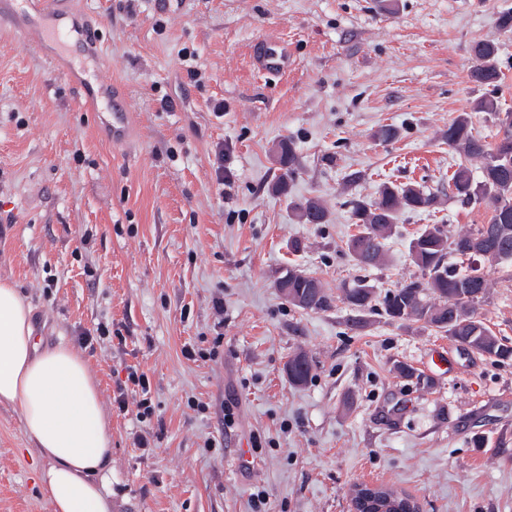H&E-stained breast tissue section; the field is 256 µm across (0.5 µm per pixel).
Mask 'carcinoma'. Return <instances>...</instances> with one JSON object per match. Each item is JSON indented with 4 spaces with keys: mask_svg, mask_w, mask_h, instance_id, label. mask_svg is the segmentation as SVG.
I'll list each match as a JSON object with an SVG mask.
<instances>
[{
    "mask_svg": "<svg viewBox=\"0 0 512 512\" xmlns=\"http://www.w3.org/2000/svg\"><path fill=\"white\" fill-rule=\"evenodd\" d=\"M475 64L470 80L487 90L485 97L473 106L475 112L495 116L501 137L493 144L474 135L472 117L460 113L443 133L448 149L465 159L482 160L481 178L475 179L472 171L459 164L448 187L466 204L485 206L490 212L489 223L481 225L474 233L448 236L443 224H427L412 239L410 257L419 268L422 279L413 280L385 292L379 298L373 289L357 279L343 289V300L359 313L379 309L392 322L422 321L427 326L455 339L459 345L472 339L478 352L496 359L512 358V347L499 342L478 316L480 303L489 290L487 274L480 266L460 269L448 262V254L474 257L494 263H512V111H501L494 97L502 81L499 47L493 42L479 41L472 46ZM277 163L283 174L274 190L288 193V179L295 173L296 155L292 143H281L277 150ZM439 195L425 191L411 183H385L372 199L351 201L354 224L359 227L347 248L359 267L375 266L385 257V240L390 236L399 216L405 212H420L437 208ZM290 208L302 224H326L329 213L315 197L290 202ZM288 280V287L306 297L302 310L323 311L331 306L325 293L312 291L317 278L306 272L288 268L279 280ZM432 300H427V297ZM310 373L306 354L288 361V378L294 384H303Z\"/></svg>",
    "mask_w": 512,
    "mask_h": 512,
    "instance_id": "cac0c4a2",
    "label": "carcinoma"
}]
</instances>
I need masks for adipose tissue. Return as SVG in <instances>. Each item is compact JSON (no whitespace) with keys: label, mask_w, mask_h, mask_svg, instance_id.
Returning <instances> with one entry per match:
<instances>
[{"label":"adipose tissue","mask_w":512,"mask_h":512,"mask_svg":"<svg viewBox=\"0 0 512 512\" xmlns=\"http://www.w3.org/2000/svg\"><path fill=\"white\" fill-rule=\"evenodd\" d=\"M32 309L0 280V404H20L53 512H112V435L87 361L70 346L39 349Z\"/></svg>","instance_id":"1"}]
</instances>
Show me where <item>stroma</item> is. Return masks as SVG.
Masks as SVG:
<instances>
[{
    "label": "stroma",
    "instance_id": "obj_1",
    "mask_svg": "<svg viewBox=\"0 0 512 512\" xmlns=\"http://www.w3.org/2000/svg\"><path fill=\"white\" fill-rule=\"evenodd\" d=\"M72 5L99 21L98 73L129 134L112 141L99 129L110 103L83 111L61 67L0 35V278L29 301L40 348L64 343L89 364L112 432L116 512H251L260 490L267 512H350L359 484L412 497L421 512H512V360L420 322L366 312L352 325L342 299L356 277L380 296L420 278L408 245L423 225L454 235L488 222L485 207L447 197L401 216L380 265L359 269L347 250L351 200L386 181L436 191L462 162L480 175L442 133L467 111L476 134L496 140L493 118L472 109L485 93L469 78L478 41L500 48L498 102L512 110V32L497 23L512 0ZM264 36L288 45L293 69H253L249 49ZM184 48L199 76L181 65ZM384 126L398 138L379 140ZM284 141L298 170L280 196ZM301 197L319 198L328 223H298L288 202ZM290 266L321 281L329 309L278 293ZM485 270L481 316L512 346V264ZM99 326L106 336L83 339ZM439 347L452 373H425ZM301 351L311 374L295 385L285 365ZM401 363L419 376L401 377ZM130 365L150 383L144 421L112 406ZM143 431L147 451L133 445ZM37 465L20 405L1 404L0 512H52Z\"/></svg>",
    "mask_w": 512,
    "mask_h": 512
}]
</instances>
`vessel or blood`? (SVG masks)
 <instances>
[{
  "instance_id": "1",
  "label": "vessel or blood",
  "mask_w": 512,
  "mask_h": 512,
  "mask_svg": "<svg viewBox=\"0 0 512 512\" xmlns=\"http://www.w3.org/2000/svg\"><path fill=\"white\" fill-rule=\"evenodd\" d=\"M9 32L39 48H51L53 59L69 57L68 77L75 78L78 64L98 62L99 39L88 14L74 11L69 0H0V32ZM254 67L263 73L283 74L292 60L288 47L272 38L256 40L251 48ZM82 101H108L112 85L101 77L77 80Z\"/></svg>"
}]
</instances>
